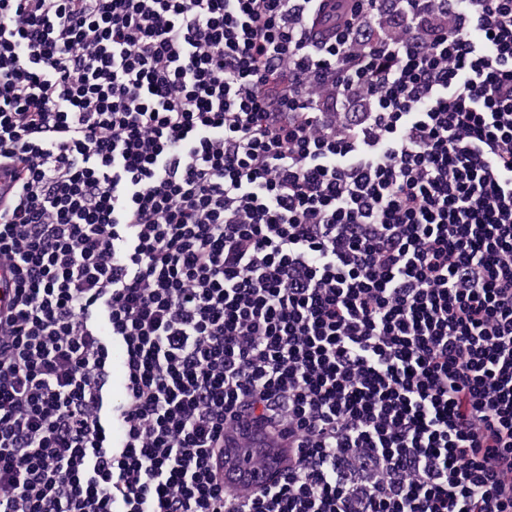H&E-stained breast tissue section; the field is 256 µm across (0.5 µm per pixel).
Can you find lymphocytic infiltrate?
<instances>
[{
    "label": "lymphocytic infiltrate",
    "mask_w": 512,
    "mask_h": 512,
    "mask_svg": "<svg viewBox=\"0 0 512 512\" xmlns=\"http://www.w3.org/2000/svg\"><path fill=\"white\" fill-rule=\"evenodd\" d=\"M0 174V512H512V0H0ZM235 448H224V474L243 473L247 482L252 485H260L268 480L270 470L282 462L283 448H275L266 444H250L240 442L233 445ZM261 456L268 462L269 469L256 470L248 467L247 459Z\"/></svg>",
    "instance_id": "1"
}]
</instances>
